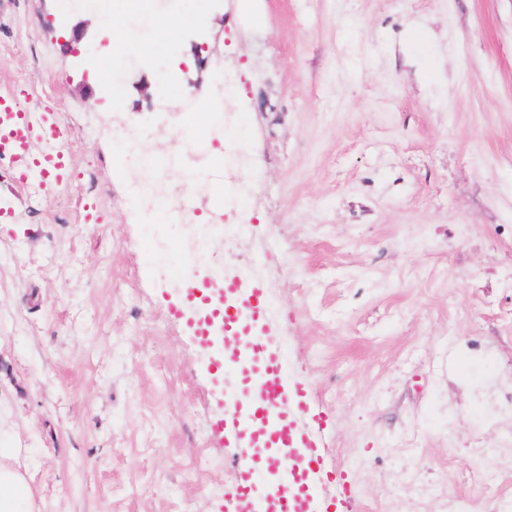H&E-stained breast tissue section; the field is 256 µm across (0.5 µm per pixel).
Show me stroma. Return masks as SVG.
Returning <instances> with one entry per match:
<instances>
[{"instance_id": "35a3bbf8", "label": "stroma", "mask_w": 512, "mask_h": 512, "mask_svg": "<svg viewBox=\"0 0 512 512\" xmlns=\"http://www.w3.org/2000/svg\"><path fill=\"white\" fill-rule=\"evenodd\" d=\"M159 2L192 23L124 58L97 11L0 0V91L53 113L73 171L44 192L0 159V448L40 512H226L232 380L181 277L216 260L263 290L308 382L323 424L294 423L340 476L321 506L512 512V0H255L258 24L239 0ZM106 65L120 87L82 81ZM227 93L223 165L203 147L193 191L144 179L183 111Z\"/></svg>"}]
</instances>
